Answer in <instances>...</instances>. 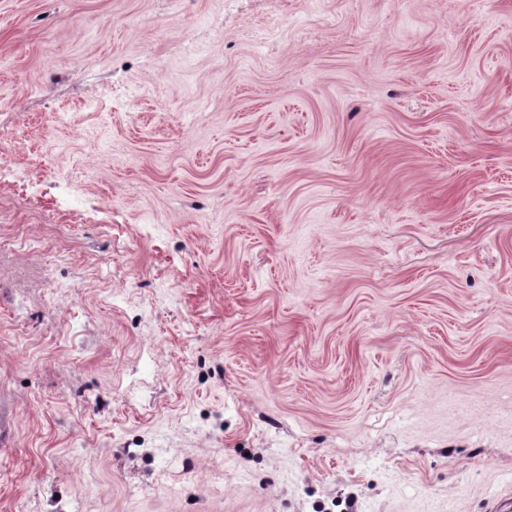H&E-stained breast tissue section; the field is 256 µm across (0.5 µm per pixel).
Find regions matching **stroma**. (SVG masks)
Listing matches in <instances>:
<instances>
[{
    "label": "stroma",
    "mask_w": 512,
    "mask_h": 512,
    "mask_svg": "<svg viewBox=\"0 0 512 512\" xmlns=\"http://www.w3.org/2000/svg\"><path fill=\"white\" fill-rule=\"evenodd\" d=\"M0 512H512V0H0Z\"/></svg>",
    "instance_id": "1"
}]
</instances>
